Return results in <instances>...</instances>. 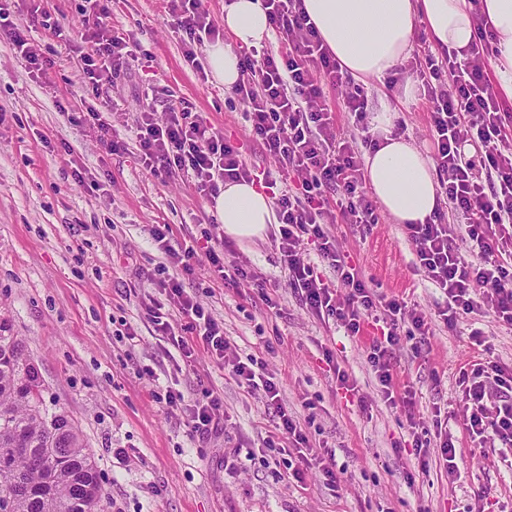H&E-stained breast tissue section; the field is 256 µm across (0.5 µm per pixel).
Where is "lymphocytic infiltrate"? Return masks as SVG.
Segmentation results:
<instances>
[{
    "label": "lymphocytic infiltrate",
    "instance_id": "lymphocytic-infiltrate-1",
    "mask_svg": "<svg viewBox=\"0 0 512 512\" xmlns=\"http://www.w3.org/2000/svg\"><path fill=\"white\" fill-rule=\"evenodd\" d=\"M261 5L278 46L237 47L240 77L232 92L274 168L248 164L240 146L199 113L173 102L162 117L153 108H144L126 138L112 124L115 99L89 104L78 119L95 132L107 154L133 153L136 163L163 183L173 173H183L203 199L214 198L228 181L261 182L271 189L279 222L275 244L288 268V282L306 307L318 317L335 319L352 337L361 335L366 323H381L367 360L384 401L390 404L395 388L391 359L403 338L429 335L436 319L455 327L460 315L471 313L481 302L491 306L500 322L512 326V130L506 127L502 105L489 83V62L497 53L494 36L488 22L480 21L467 51L425 52L422 59L398 65L395 77L388 80L393 86L398 75L409 73L423 88L432 159L448 205L427 223L408 227L417 268L446 297L444 306L429 314L409 308L402 298L381 294L330 230L340 218L356 232L381 221L366 185L364 155L375 142L364 124L368 107L364 87L343 72L301 0H261ZM168 12L174 29L183 35L185 61L204 73L199 52L223 38V31L204 0H168ZM110 15L109 0H85L80 60L95 88L112 81L123 64L136 60L140 49L134 34L113 33ZM2 39L31 73L46 76L49 61L40 44L0 0ZM330 88L343 90L344 110L354 115L356 133H338L336 115L326 99ZM469 146L477 160L467 159ZM145 231L169 259L157 269L159 299L144 307L155 332L170 337L185 358H193L199 349L210 353L244 392L263 390L266 409L278 419L266 447L287 453L295 480H302L315 463L328 485H335L334 454L314 453L299 419L282 403L263 359L244 362L232 355L223 323L200 306L183 283L202 256L222 282L264 292L269 288L267 280L239 265L225 268L222 240H213L202 250L192 244L175 247L170 225L149 224ZM465 238L470 241L466 250L461 247ZM305 242L313 244L315 261L299 257L298 248ZM322 265L332 270V277L320 275ZM173 266L178 269L174 275L169 272ZM341 289L346 292L342 299L337 296ZM459 386L470 410L465 420L470 438L500 449L512 469V370L492 360L479 362L462 372ZM154 397L170 414L184 419L190 435L204 437L222 429L224 402L205 383H198L190 399L169 386L155 391ZM437 437L433 445L414 439L410 454L418 471L408 474V482L426 473L433 457L442 461L449 478H456L452 436L441 429Z\"/></svg>",
    "mask_w": 512,
    "mask_h": 512
}]
</instances>
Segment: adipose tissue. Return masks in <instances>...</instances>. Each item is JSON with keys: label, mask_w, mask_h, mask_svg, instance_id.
Returning a JSON list of instances; mask_svg holds the SVG:
<instances>
[{"label": "adipose tissue", "mask_w": 512, "mask_h": 512, "mask_svg": "<svg viewBox=\"0 0 512 512\" xmlns=\"http://www.w3.org/2000/svg\"><path fill=\"white\" fill-rule=\"evenodd\" d=\"M323 42L354 80L387 74L410 58L417 25L436 47L467 48L485 14L499 53L491 66L498 92L512 101V0H302ZM224 26L235 42L260 45L270 34L259 0H231ZM395 114L381 107L374 118L380 146L366 156L367 183L381 211L397 224H422L440 200L433 166L414 143L393 134ZM225 235L243 242L264 237L275 216L269 197L248 182L225 183L211 205Z\"/></svg>", "instance_id": "adipose-tissue-1"}]
</instances>
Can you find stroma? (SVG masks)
<instances>
[{
    "label": "stroma",
    "instance_id": "1",
    "mask_svg": "<svg viewBox=\"0 0 512 512\" xmlns=\"http://www.w3.org/2000/svg\"><path fill=\"white\" fill-rule=\"evenodd\" d=\"M111 8L114 29L134 31L150 56L147 67H123L113 86L92 90L79 58L63 55L45 79H35L0 43V315L25 340L47 404L73 419L92 452L106 491L103 512H512V472L497 449L471 442L458 387L461 372L482 359L512 369V326L484 304L460 315L455 330L433 321L424 341L404 340L392 359L413 414L385 404L367 362V338L349 337L306 308L271 238L224 237L219 223L201 222L208 204L186 176L158 182L131 155L106 154L87 126L61 111L64 103L116 94L112 123L121 130L142 110L144 85L157 80L166 91L155 112H165L170 99L186 101L224 136L247 143L248 162L272 164L253 141L242 106L228 104L230 90L201 82L185 62L165 0H112ZM365 88L368 114L388 105L397 132L430 153L423 97L388 91L381 78ZM77 166L92 183L75 180ZM149 224L171 225L177 243L206 232L223 237L225 262L279 282L273 309L257 289L216 283L204 258L184 285L223 321L232 353L265 360L313 446L334 452L337 486L315 467L298 483L276 479L263 446L273 423L261 394L245 393L206 351L186 362L169 337L155 332L141 309L156 293L154 273L163 260L144 232ZM333 230L380 292L428 313L443 305V294L415 268L404 225L386 217L363 234L343 222ZM123 324L135 340L117 336ZM475 330L483 345L473 342ZM327 349L356 380L365 407L337 394L323 359ZM201 379L224 401V430L205 439L191 437L152 397L169 385L192 398ZM440 416L448 420L461 476L449 480L433 466L408 483L414 461L392 444L413 432L435 439ZM232 453L238 466L230 471L224 458Z\"/></svg>",
    "mask_w": 512,
    "mask_h": 512
}]
</instances>
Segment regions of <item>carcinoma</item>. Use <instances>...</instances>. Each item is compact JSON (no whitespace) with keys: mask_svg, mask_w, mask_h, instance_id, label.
<instances>
[{"mask_svg":"<svg viewBox=\"0 0 512 512\" xmlns=\"http://www.w3.org/2000/svg\"><path fill=\"white\" fill-rule=\"evenodd\" d=\"M104 488L78 427L50 408L21 338L0 318V512H101Z\"/></svg>","mask_w":512,"mask_h":512,"instance_id":"1","label":"carcinoma"}]
</instances>
